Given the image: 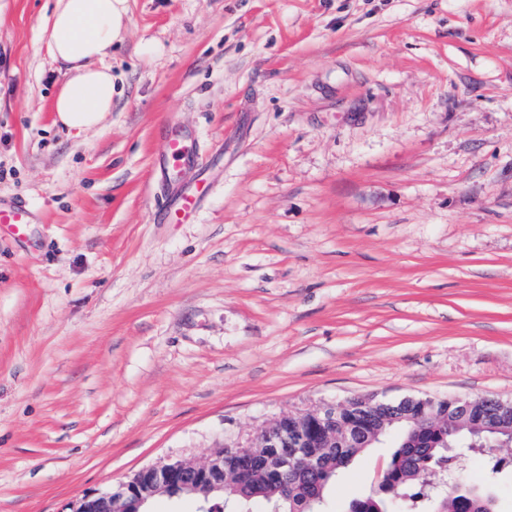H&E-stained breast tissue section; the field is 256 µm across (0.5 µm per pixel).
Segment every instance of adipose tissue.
Segmentation results:
<instances>
[{
  "label": "adipose tissue",
  "instance_id": "obj_1",
  "mask_svg": "<svg viewBox=\"0 0 512 512\" xmlns=\"http://www.w3.org/2000/svg\"><path fill=\"white\" fill-rule=\"evenodd\" d=\"M128 14V0H56L48 48L67 69L53 103L57 124L86 131L111 112L115 85L104 59L122 40Z\"/></svg>",
  "mask_w": 512,
  "mask_h": 512
}]
</instances>
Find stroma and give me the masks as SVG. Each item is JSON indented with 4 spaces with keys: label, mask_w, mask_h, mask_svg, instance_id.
<instances>
[{
    "label": "stroma",
    "mask_w": 512,
    "mask_h": 512,
    "mask_svg": "<svg viewBox=\"0 0 512 512\" xmlns=\"http://www.w3.org/2000/svg\"><path fill=\"white\" fill-rule=\"evenodd\" d=\"M55 2L0 0V195L43 218L0 235V512L324 403L512 400V0H129L83 132ZM171 123L211 185L183 224L153 217Z\"/></svg>",
    "instance_id": "stroma-1"
}]
</instances>
